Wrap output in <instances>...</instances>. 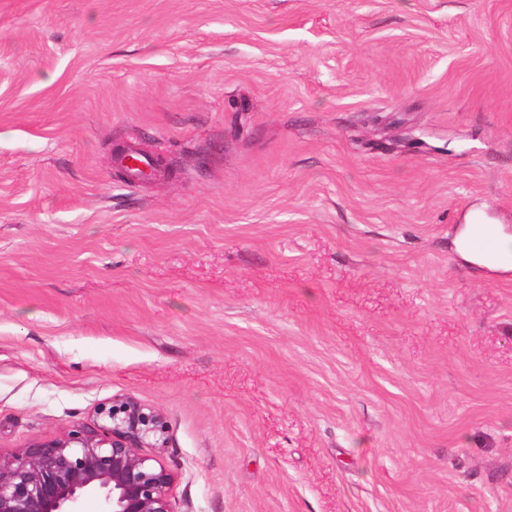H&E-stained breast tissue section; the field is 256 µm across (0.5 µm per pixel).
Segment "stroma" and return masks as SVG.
Wrapping results in <instances>:
<instances>
[{
  "instance_id": "1",
  "label": "stroma",
  "mask_w": 512,
  "mask_h": 512,
  "mask_svg": "<svg viewBox=\"0 0 512 512\" xmlns=\"http://www.w3.org/2000/svg\"><path fill=\"white\" fill-rule=\"evenodd\" d=\"M477 221L512 0H0V452L131 398L175 512H512Z\"/></svg>"
}]
</instances>
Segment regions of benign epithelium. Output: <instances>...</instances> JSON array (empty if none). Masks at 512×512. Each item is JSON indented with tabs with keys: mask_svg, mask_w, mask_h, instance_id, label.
I'll return each mask as SVG.
<instances>
[{
	"mask_svg": "<svg viewBox=\"0 0 512 512\" xmlns=\"http://www.w3.org/2000/svg\"><path fill=\"white\" fill-rule=\"evenodd\" d=\"M164 443L159 415L127 399L90 426L0 453V512H73L86 497L101 512H175L174 473L140 452Z\"/></svg>",
	"mask_w": 512,
	"mask_h": 512,
	"instance_id": "obj_1",
	"label": "benign epithelium"
}]
</instances>
